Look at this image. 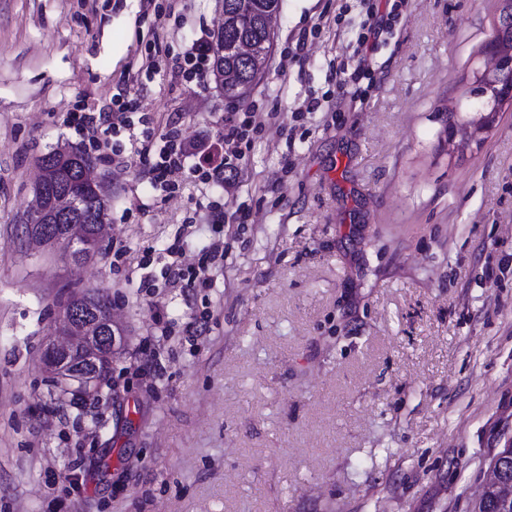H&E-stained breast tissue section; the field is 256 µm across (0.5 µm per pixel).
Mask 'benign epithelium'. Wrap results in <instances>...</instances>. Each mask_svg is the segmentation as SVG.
Returning a JSON list of instances; mask_svg holds the SVG:
<instances>
[{"instance_id":"obj_1","label":"benign epithelium","mask_w":512,"mask_h":512,"mask_svg":"<svg viewBox=\"0 0 512 512\" xmlns=\"http://www.w3.org/2000/svg\"><path fill=\"white\" fill-rule=\"evenodd\" d=\"M512 31V10L500 9L495 24L498 41L486 54L488 63L476 75L467 89V98L474 102L473 111L454 116V122L448 133V145L458 152L464 150L479 135L495 124L499 112V86L503 78L504 62L512 58V42L504 40ZM213 55L216 64L213 81L216 90L223 94L230 89H238L235 74L224 69V55L234 53L243 60L259 63L257 48L248 41L238 42L230 47L224 46V26L217 27L211 36ZM60 153L45 154L37 160L39 174L33 185L39 209L41 194L51 183L60 177ZM76 186L83 193H91L95 203L103 210L110 209V196L106 178L94 168V160L89 158L80 162ZM78 204L71 192H60L51 196L52 213L64 216L72 206ZM102 226L94 228L86 224H31L25 229L29 241L54 247L62 245L67 255L75 262H81L100 245ZM125 341L123 331L115 326L112 307L99 309L96 302L86 299L83 302L64 309L55 324L51 337L47 339L43 350V362L60 383L80 395H93L101 388L103 378L112 366V358Z\"/></svg>"}]
</instances>
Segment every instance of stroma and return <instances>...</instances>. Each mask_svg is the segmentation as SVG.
I'll use <instances>...</instances> for the list:
<instances>
[{
  "instance_id": "stroma-1",
  "label": "stroma",
  "mask_w": 512,
  "mask_h": 512,
  "mask_svg": "<svg viewBox=\"0 0 512 512\" xmlns=\"http://www.w3.org/2000/svg\"><path fill=\"white\" fill-rule=\"evenodd\" d=\"M370 5L390 30L367 74L350 56ZM497 15L281 0L240 104L182 71L220 0H0V512H467L512 436V108L456 153L448 114L470 107ZM310 97L329 110L305 113ZM119 110L104 141L68 122ZM239 111L259 131L228 183L164 189L131 146L177 122L192 169ZM60 143L109 182L101 250L80 264L23 235L36 159ZM215 206L223 274L170 287L167 247ZM97 290L127 341L80 398L42 349L67 300Z\"/></svg>"
}]
</instances>
